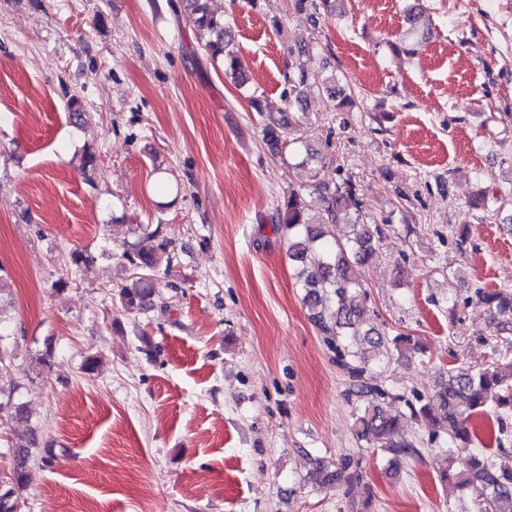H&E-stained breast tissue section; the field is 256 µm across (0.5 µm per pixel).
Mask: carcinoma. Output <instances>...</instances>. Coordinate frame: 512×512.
Wrapping results in <instances>:
<instances>
[{
  "label": "carcinoma",
  "instance_id": "carcinoma-1",
  "mask_svg": "<svg viewBox=\"0 0 512 512\" xmlns=\"http://www.w3.org/2000/svg\"><path fill=\"white\" fill-rule=\"evenodd\" d=\"M182 4L184 18L196 30L205 51L215 60L223 59L225 75L244 84L237 75L235 51L226 40L228 30L224 20L210 10L208 0H182ZM298 128V119L282 112L269 116L265 131L269 139L283 141L292 157L298 159L299 166L312 170L320 161V152L300 136L288 137L290 131ZM318 190L324 202L322 213L311 215L302 189H292L276 209V224L288 232V257L299 267L303 303L310 320L335 351L337 364L353 379L350 395L355 397L352 409L355 437L369 448L389 452L392 470L397 472L401 460L420 455L405 421L430 420L443 434L440 481H453L480 498L486 507L478 512H512V452L504 446L512 440V359L498 352L486 367L475 373L459 367L448 368V378L434 392V406L427 403L418 406L403 394L371 383L375 366L396 355L423 356L426 347L408 336L382 335L366 319L365 309L353 303V295L362 292L354 268L377 256L374 229L361 222L359 202L351 183L322 184ZM171 261L164 241L149 250L136 249L131 259L135 273L131 283L120 292L122 304L131 308L152 304L159 268L163 263L171 265ZM475 295V306L495 324V336L501 337L506 349L512 350V339L501 336L503 332L512 334V293L478 288ZM478 414L495 420L498 448L474 449L468 468L456 472L453 448L471 445L477 439L472 419ZM1 418L26 423L30 418L25 405L2 388ZM34 445L33 437L12 445L13 468L9 482L0 484V512H13L14 502L26 488ZM353 467L351 457L334 463L314 457L307 481L319 486L347 484L358 476Z\"/></svg>",
  "mask_w": 512,
  "mask_h": 512
}]
</instances>
